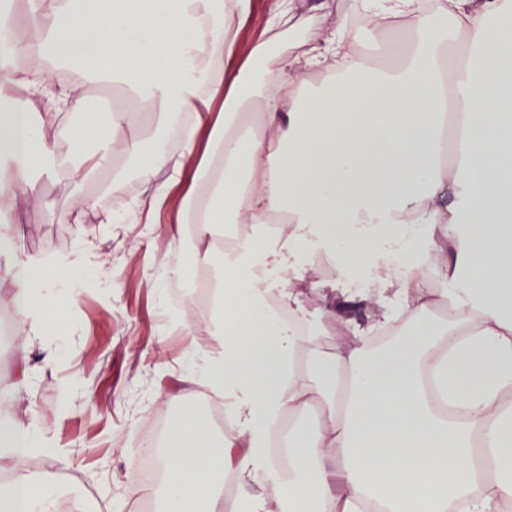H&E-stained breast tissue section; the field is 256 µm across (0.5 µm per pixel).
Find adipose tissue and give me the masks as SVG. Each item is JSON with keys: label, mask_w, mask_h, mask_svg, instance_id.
Returning a JSON list of instances; mask_svg holds the SVG:
<instances>
[{"label": "adipose tissue", "mask_w": 512, "mask_h": 512, "mask_svg": "<svg viewBox=\"0 0 512 512\" xmlns=\"http://www.w3.org/2000/svg\"><path fill=\"white\" fill-rule=\"evenodd\" d=\"M280 0L263 38L241 56L237 30L251 0H28L22 24L0 23V267L26 316L19 350L50 335L40 307L102 269L96 232L41 260L18 248L39 179L66 170L81 181L124 143L113 130L151 102L167 121L193 117L186 149L138 153L144 198L101 210L77 197V219L125 224L142 209L181 204L161 230L192 224L202 249L168 256L151 285L186 269L216 294L211 333L221 349L192 348L172 401L195 387L224 398L215 435L191 408L171 422L159 459L163 512H503L512 504V8L505 0H349L371 26L409 25L396 64L371 65L340 15L328 35L276 67H256L290 23ZM82 76L56 81L47 56ZM93 83L124 92L110 110L85 109ZM223 93L220 111L201 109ZM253 132L238 128L250 99ZM75 111L85 132L59 154L46 131ZM452 150V161L442 160ZM473 220L462 228L464 217ZM281 219L283 228L266 226ZM239 224L232 252L211 242ZM433 256V267L409 252ZM442 287H432L431 276ZM363 287L351 288L350 278ZM318 293L326 323L289 334L278 312L301 313ZM355 303L360 319H341ZM450 306L447 323L429 314ZM348 336L328 358L330 322ZM320 407V429L298 430L274 454L284 418ZM55 452L53 437L0 391V512H59L60 492L23 468Z\"/></svg>", "instance_id": "1"}]
</instances>
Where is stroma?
I'll list each match as a JSON object with an SVG mask.
<instances>
[{
  "instance_id": "1",
  "label": "stroma",
  "mask_w": 512,
  "mask_h": 512,
  "mask_svg": "<svg viewBox=\"0 0 512 512\" xmlns=\"http://www.w3.org/2000/svg\"><path fill=\"white\" fill-rule=\"evenodd\" d=\"M321 3L303 0L295 28L273 45V56L295 55L302 44L326 35L341 2L333 0L328 10ZM115 137L144 147L160 138L172 153L185 149L180 132L165 128L154 107ZM117 172L124 176L119 199L105 189ZM40 189L50 206L30 211L20 246L27 254L49 259L71 250L82 231L70 207L76 191L90 194L107 210L139 197L144 183L135 156L122 153L114 168L84 183L62 174L41 180ZM96 244L112 285L88 289L92 276L87 273L84 287L65 296V319L75 334L57 354L40 345L26 355L15 354L9 337L16 323L14 285L0 272V387L15 388L21 406L56 434V455L39 457L30 474L57 481L64 503H80L83 512H125V499L143 494L132 481L131 466L139 428L156 413L172 417L179 411L165 397L150 403L145 397L159 385L175 388L186 358L182 326H197V347L213 350L217 344L205 326L208 310L188 305L179 317L160 315L148 276L165 260L168 238L150 235L144 224H119L99 234Z\"/></svg>"
}]
</instances>
